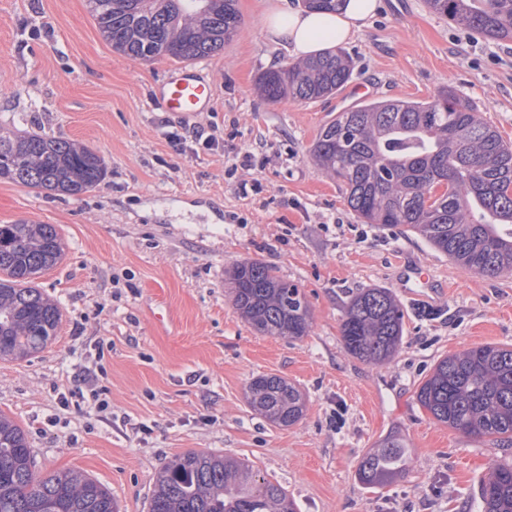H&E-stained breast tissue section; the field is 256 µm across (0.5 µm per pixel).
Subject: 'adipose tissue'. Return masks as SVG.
<instances>
[{"label":"adipose tissue","mask_w":512,"mask_h":512,"mask_svg":"<svg viewBox=\"0 0 512 512\" xmlns=\"http://www.w3.org/2000/svg\"><path fill=\"white\" fill-rule=\"evenodd\" d=\"M376 0H347L335 12L273 8L269 35L296 57L305 58L349 41L374 14Z\"/></svg>","instance_id":"obj_1"}]
</instances>
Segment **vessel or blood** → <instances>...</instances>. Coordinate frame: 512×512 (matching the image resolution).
Segmentation results:
<instances>
[{"label":"vessel or blood","instance_id":"b4317fda","mask_svg":"<svg viewBox=\"0 0 512 512\" xmlns=\"http://www.w3.org/2000/svg\"><path fill=\"white\" fill-rule=\"evenodd\" d=\"M212 100V88L204 73L192 66L169 69L155 95L157 105L174 115L204 111Z\"/></svg>","mask_w":512,"mask_h":512}]
</instances>
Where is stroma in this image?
Listing matches in <instances>:
<instances>
[{
    "label": "stroma",
    "instance_id": "35a3bbf8",
    "mask_svg": "<svg viewBox=\"0 0 512 512\" xmlns=\"http://www.w3.org/2000/svg\"><path fill=\"white\" fill-rule=\"evenodd\" d=\"M295 3L238 0L237 34L198 62L213 83L210 109L178 118L154 101L174 60L115 51L87 0H0V130L80 143L107 166L77 198L0 180V224H51L64 242L36 280L60 307L58 333L28 358L0 356V412L23 429L38 471L83 472L119 512H149L158 472L189 450L249 460L298 512H474L512 447L438 423L416 392L444 356L512 346V275L475 273L401 228L361 223L309 150L338 112L428 101L446 87L512 143V42L460 28L425 0H377L343 46L353 71L342 91L271 102L258 75L295 57L271 40L267 14ZM196 129L223 138V153L179 155L165 139ZM240 149L254 151L255 170L225 175ZM254 178L260 192L242 196ZM246 260L299 286L308 336H264L241 318L227 279ZM417 269L429 285L416 294ZM366 288L390 289L405 313L400 348L382 366L342 343L349 300ZM259 375L305 394L298 424L251 410L246 387ZM100 386L106 413L89 395ZM390 436L404 440L409 465L365 487L358 465Z\"/></svg>",
    "mask_w": 512,
    "mask_h": 512
}]
</instances>
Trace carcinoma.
<instances>
[{
    "mask_svg": "<svg viewBox=\"0 0 512 512\" xmlns=\"http://www.w3.org/2000/svg\"><path fill=\"white\" fill-rule=\"evenodd\" d=\"M112 48L142 61L189 62L212 56L234 37L236 0H88ZM435 13L500 42L512 41V0H426ZM352 61L341 49L267 70L266 99L316 101L349 82ZM316 164L344 186L365 224L403 226L478 274H512V145L454 89L430 101L372 100L336 114L312 148ZM106 176L104 159L67 140L0 133V180L79 197ZM51 224H0V354L26 358L55 336L58 305L34 280L61 259ZM231 294L244 320L265 336L301 339L311 324L301 289L258 261L238 264ZM404 310L388 288L352 296L341 324L346 352L367 363L390 361L403 337ZM252 409L279 427L297 424L305 398L276 375L247 387ZM419 404L466 436L512 443V346L483 345L445 356L422 381ZM409 449L387 439L361 460L366 486L406 470ZM0 512H117L109 490L74 472L42 475L24 431L0 415ZM150 512H297L288 491L237 457L188 451L157 478ZM477 512H512V466L495 464L482 483Z\"/></svg>",
    "mask_w": 512,
    "mask_h": 512,
    "instance_id": "carcinoma-1",
    "label": "carcinoma"
}]
</instances>
